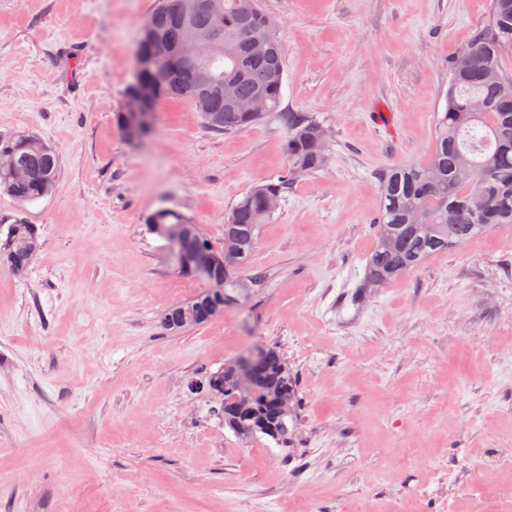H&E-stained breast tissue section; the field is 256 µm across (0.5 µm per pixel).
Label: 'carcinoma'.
<instances>
[{"label": "carcinoma", "mask_w": 512, "mask_h": 512, "mask_svg": "<svg viewBox=\"0 0 512 512\" xmlns=\"http://www.w3.org/2000/svg\"><path fill=\"white\" fill-rule=\"evenodd\" d=\"M185 0H156L146 21L177 42L182 34L175 12ZM197 4L195 22L211 25L212 15L224 16V49L207 61L218 78L232 88L235 101L216 94L199 103L191 87L192 61L174 56L167 63L163 90L153 107L166 99L190 102L207 128L229 133L250 128L273 116L286 129V170L264 184L247 190L224 217V241L236 247L238 268L251 265L259 228L273 216L268 200L282 199L294 178L321 170L328 161L326 130L301 112L281 109L284 47L277 26L259 0H190ZM512 53V0H491L488 18L473 39L448 58V91L444 111L436 114L431 152L421 164L392 166L379 175L380 211L376 245L367 257L369 282L382 286L399 275L418 269L431 256L458 248L488 231L512 224V70L503 59ZM262 99L263 112L251 115L236 110L234 102ZM222 117L221 124L208 118ZM11 156L26 172L14 178L0 169V192L23 207L48 194V179H58L57 153L37 133L21 129L0 134V154ZM150 233L165 241L184 277H194L193 259L199 251L220 254L205 237L185 245L178 230L192 223L172 209L151 213ZM41 248L38 227L21 218L0 224V268L20 273ZM214 286L205 288L182 307L166 315L173 327L184 330L210 322L204 311L224 310L227 287L233 281L218 266ZM248 382L220 370L209 375L207 390L218 400V414L237 437L267 438L285 449L292 435L299 406L296 378L271 347H264Z\"/></svg>", "instance_id": "carcinoma-1"}]
</instances>
